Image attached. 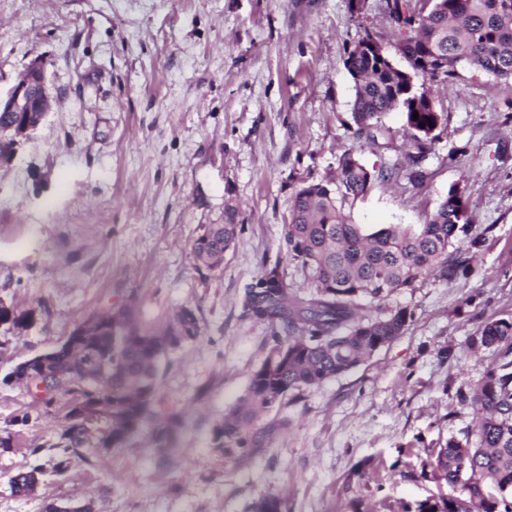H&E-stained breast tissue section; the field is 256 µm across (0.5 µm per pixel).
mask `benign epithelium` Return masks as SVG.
I'll return each instance as SVG.
<instances>
[{"mask_svg": "<svg viewBox=\"0 0 512 512\" xmlns=\"http://www.w3.org/2000/svg\"><path fill=\"white\" fill-rule=\"evenodd\" d=\"M50 97L46 88L45 63L42 58L35 57L28 64L26 70L4 98L0 97V113L12 114V121L5 128L0 127V135H8L12 139L28 136L29 132L38 126V122L31 119L34 112L44 114L49 107ZM81 334L73 332L67 341L56 348L34 357L26 364L31 366L36 362L47 364L54 356L61 354L67 344L80 338Z\"/></svg>", "mask_w": 512, "mask_h": 512, "instance_id": "1", "label": "benign epithelium"}]
</instances>
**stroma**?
Returning a JSON list of instances; mask_svg holds the SVG:
<instances>
[{
	"label": "stroma",
	"mask_w": 512,
	"mask_h": 512,
	"mask_svg": "<svg viewBox=\"0 0 512 512\" xmlns=\"http://www.w3.org/2000/svg\"><path fill=\"white\" fill-rule=\"evenodd\" d=\"M368 32L407 68L386 0L358 12L349 0H0V95L40 56L51 97L0 158V303L32 315L0 324V436L14 438L0 448V512H249L268 497L288 512H417L447 493L434 456L474 427L458 393L495 360L472 339L512 318V87L481 71L416 77L442 116L433 144L409 163L405 114L387 113L361 158L391 177L344 207L356 224L416 225L459 188L471 222L448 248L454 274L367 302L407 310L403 334L290 391L273 411L287 428L261 447L240 458L214 444L272 344V327L242 312L246 288L276 261L287 284L315 292L284 230L294 192L356 142L344 60ZM228 203L242 232L209 269L192 245ZM132 302L147 320L183 306L198 317L197 339L160 364L154 408L182 419L172 449L159 460L145 429L57 472L68 395L37 407L12 373L91 313ZM37 465L34 491L14 494L12 477Z\"/></svg>",
	"instance_id": "obj_1"
}]
</instances>
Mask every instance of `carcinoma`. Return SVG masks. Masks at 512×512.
I'll return each instance as SVG.
<instances>
[{"label":"carcinoma","mask_w":512,"mask_h":512,"mask_svg":"<svg viewBox=\"0 0 512 512\" xmlns=\"http://www.w3.org/2000/svg\"><path fill=\"white\" fill-rule=\"evenodd\" d=\"M387 10L404 31L399 51L411 71L382 61L369 32L347 53L344 65L355 84V136L377 142L384 134L383 115L400 107L406 113L404 136L421 158L436 138L441 115L426 92L415 89L413 76L448 81L468 67L511 85L512 0H387ZM388 179V171L368 167L351 148L339 156L334 172L293 195L285 246L289 258L310 270L317 297L307 299L290 288L277 262L244 292V316L269 324L274 345L253 372L245 396L215 428L214 441L224 452L244 453L286 428V419L262 428L256 422L288 392L351 370L403 333L406 311L363 316L358 298L381 301L432 272L446 277L460 264L450 259L448 246L471 218L456 190H449L427 222L416 227L369 229L349 222L344 203L364 196L375 181ZM236 218V207L227 203L224 223L205 226L192 245L198 261L210 269L224 261L242 230ZM87 323L76 325L84 339L68 346L52 365L57 389L85 400L79 420L63 415L66 425L56 447L74 453L89 446L125 448L147 424L154 450L164 453L179 416L154 409L158 364L162 356L198 337L195 311L182 307L146 321L135 306L126 305L104 322ZM473 344L495 353L494 365L459 393L461 405L482 411L475 441L449 437L433 465L459 496L425 502L419 512H512V320L486 323ZM102 393L110 402L106 408L97 407L95 400ZM39 472L36 466L16 474L14 492H31ZM250 512H287V502L265 498Z\"/></svg>","instance_id":"cac0c4a2"}]
</instances>
